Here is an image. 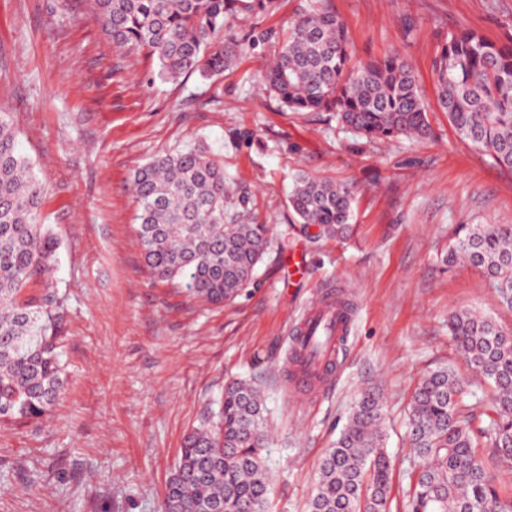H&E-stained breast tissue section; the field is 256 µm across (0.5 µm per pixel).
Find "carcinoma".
<instances>
[{"mask_svg": "<svg viewBox=\"0 0 512 512\" xmlns=\"http://www.w3.org/2000/svg\"><path fill=\"white\" fill-rule=\"evenodd\" d=\"M112 43L156 61L157 76L219 75L242 54L231 20L257 17L275 0H88ZM437 96L459 138L512 171V37L503 43L471 28L450 30L433 60ZM263 90L291 112H331L371 140L432 136L411 65L390 53L356 59L343 19L328 0H309L266 70ZM138 237L146 266L162 281H185L191 295L219 303L239 296L271 246L270 228L227 209L224 165L197 145L161 156L133 178ZM42 185L0 116V423H36L64 398L67 376L57 294L27 290L58 262V242L39 223ZM349 189L307 173L294 176L288 208L318 236L349 231ZM480 269L512 309V224H460L441 262ZM448 334L466 364L494 388L486 419L463 415L470 396L454 369L423 376L410 403L407 437L420 465L407 512H512L478 449L493 448L512 470V331L487 314L448 316ZM381 394L356 401L319 467L309 512H387L392 459L385 450ZM267 441L257 388L227 387L212 424L185 439L160 512H268Z\"/></svg>", "mask_w": 512, "mask_h": 512, "instance_id": "1", "label": "carcinoma"}]
</instances>
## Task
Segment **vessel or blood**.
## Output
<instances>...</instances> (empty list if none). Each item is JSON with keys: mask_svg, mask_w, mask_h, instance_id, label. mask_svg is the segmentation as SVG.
I'll list each match as a JSON object with an SVG mask.
<instances>
[{"mask_svg": "<svg viewBox=\"0 0 512 512\" xmlns=\"http://www.w3.org/2000/svg\"><path fill=\"white\" fill-rule=\"evenodd\" d=\"M346 315L331 291L305 309L289 338L287 362L293 390L306 394L318 381L331 380L339 366Z\"/></svg>", "mask_w": 512, "mask_h": 512, "instance_id": "b4317fda", "label": "vessel or blood"}]
</instances>
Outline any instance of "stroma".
I'll return each mask as SVG.
<instances>
[{
    "mask_svg": "<svg viewBox=\"0 0 512 512\" xmlns=\"http://www.w3.org/2000/svg\"><path fill=\"white\" fill-rule=\"evenodd\" d=\"M359 61L395 52L412 66L430 140L366 142L326 112H289L258 81L305 0L241 21L246 50L210 79L156 77L113 47L86 0H0V114L44 186L40 220L59 241L51 281L65 309L68 383L48 419L0 425V512H158L188 433L218 411L225 386L263 395L270 512H308L321 459L360 393L382 394L393 460L391 512L414 471L407 416L416 384L459 370L485 412L487 386L461 369L455 310L512 330L480 270L437 261L458 224H512V172L461 141L441 109L433 60L443 34L512 36V0H329ZM197 144L224 164L234 210L275 243L253 283L214 305L148 271L138 242L135 171ZM352 192L350 239L290 231V177ZM353 315L344 358L314 399L285 381L286 340L325 289Z\"/></svg>",
    "mask_w": 512,
    "mask_h": 512,
    "instance_id": "stroma-1",
    "label": "stroma"
}]
</instances>
